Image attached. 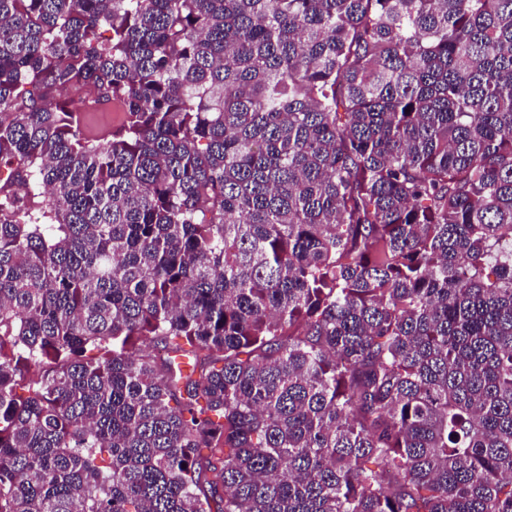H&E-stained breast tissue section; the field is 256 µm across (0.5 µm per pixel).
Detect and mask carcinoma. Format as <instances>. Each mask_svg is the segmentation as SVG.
Here are the masks:
<instances>
[{"mask_svg": "<svg viewBox=\"0 0 512 512\" xmlns=\"http://www.w3.org/2000/svg\"><path fill=\"white\" fill-rule=\"evenodd\" d=\"M0 512H512V0H0Z\"/></svg>", "mask_w": 512, "mask_h": 512, "instance_id": "carcinoma-1", "label": "carcinoma"}]
</instances>
